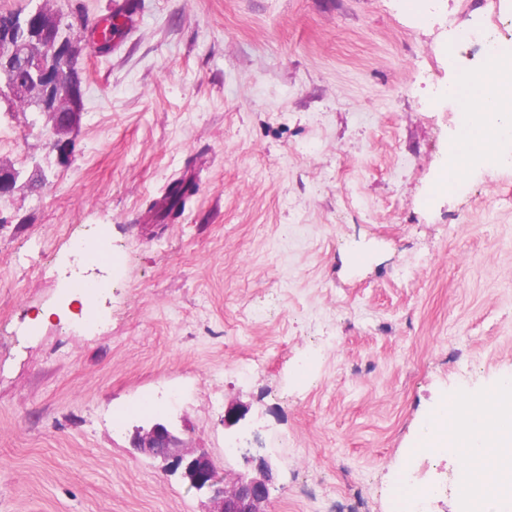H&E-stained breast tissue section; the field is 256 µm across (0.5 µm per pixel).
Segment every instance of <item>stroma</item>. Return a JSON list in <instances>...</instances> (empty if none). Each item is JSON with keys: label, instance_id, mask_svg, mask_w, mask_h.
<instances>
[{"label": "stroma", "instance_id": "1", "mask_svg": "<svg viewBox=\"0 0 512 512\" xmlns=\"http://www.w3.org/2000/svg\"><path fill=\"white\" fill-rule=\"evenodd\" d=\"M48 6L84 110L61 158L0 76V512H204L133 450L157 421L220 468L269 460L271 512H390L410 468L443 487L431 512H462L454 459L417 434L512 377V165L433 185L462 122L444 89L512 0ZM71 233L112 246L81 268L107 285L94 329L64 293Z\"/></svg>", "mask_w": 512, "mask_h": 512}]
</instances>
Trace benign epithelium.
I'll return each mask as SVG.
<instances>
[{
  "instance_id": "1",
  "label": "benign epithelium",
  "mask_w": 512,
  "mask_h": 512,
  "mask_svg": "<svg viewBox=\"0 0 512 512\" xmlns=\"http://www.w3.org/2000/svg\"><path fill=\"white\" fill-rule=\"evenodd\" d=\"M58 17L52 13L37 22L0 16V61L12 56L15 42L25 39L27 56L15 67L1 69L10 92L21 99H32L42 111L51 113L56 129L73 126L82 111L75 95L57 89V74L73 68L74 41L54 39ZM133 447L159 461L161 469L180 474L195 491L207 496L211 507L207 512H269V485L273 471L261 459L257 475L249 472L224 473L203 448L189 449L167 424L156 421L149 428H139L132 437Z\"/></svg>"
}]
</instances>
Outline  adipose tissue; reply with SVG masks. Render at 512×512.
Wrapping results in <instances>:
<instances>
[{"instance_id":"adipose-tissue-1","label":"adipose tissue","mask_w":512,"mask_h":512,"mask_svg":"<svg viewBox=\"0 0 512 512\" xmlns=\"http://www.w3.org/2000/svg\"><path fill=\"white\" fill-rule=\"evenodd\" d=\"M474 164L512 165V56L487 66L471 89L463 125ZM454 456L463 475L464 512H512V379L492 397L443 399L418 436Z\"/></svg>"}]
</instances>
